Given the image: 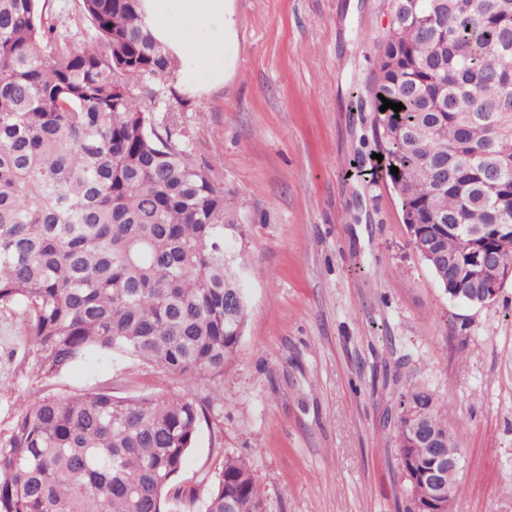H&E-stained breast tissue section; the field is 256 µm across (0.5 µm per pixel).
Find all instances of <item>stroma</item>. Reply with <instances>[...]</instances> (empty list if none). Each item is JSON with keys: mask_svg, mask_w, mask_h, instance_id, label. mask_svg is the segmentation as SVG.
<instances>
[{"mask_svg": "<svg viewBox=\"0 0 512 512\" xmlns=\"http://www.w3.org/2000/svg\"><path fill=\"white\" fill-rule=\"evenodd\" d=\"M237 65L227 84L188 78L195 98L167 96L199 162L245 226L248 313L183 479L207 495L235 455L265 512H404L394 431L407 382L448 404L464 455L453 512H512V278L485 306L448 297L413 248L386 176L348 177L371 161L370 117L348 112L369 84L389 26V0H235ZM74 45L88 39L77 0H45ZM20 306L0 309V434L34 398L111 383L117 397L165 391L179 378L133 359L88 356L44 380L25 359Z\"/></svg>", "mask_w": 512, "mask_h": 512, "instance_id": "obj_1", "label": "stroma"}]
</instances>
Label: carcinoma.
I'll return each instance as SVG.
<instances>
[{
	"instance_id": "carcinoma-1",
	"label": "carcinoma",
	"mask_w": 512,
	"mask_h": 512,
	"mask_svg": "<svg viewBox=\"0 0 512 512\" xmlns=\"http://www.w3.org/2000/svg\"><path fill=\"white\" fill-rule=\"evenodd\" d=\"M41 0H0V307L25 315L45 379L97 353L143 361L191 388L221 375L242 336L244 225L178 117L155 116L179 64L144 0H78L91 45L45 22ZM372 82L375 151L410 241L443 290L489 249L512 276V0H391ZM404 105L380 111L382 99ZM209 402L112 385L32 400L0 435V512H194L180 480ZM406 512L433 449L461 451L435 394L397 399ZM203 512H264L248 461L228 455Z\"/></svg>"
}]
</instances>
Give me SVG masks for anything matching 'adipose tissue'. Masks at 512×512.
<instances>
[{"instance_id":"adipose-tissue-1","label":"adipose tissue","mask_w":512,"mask_h":512,"mask_svg":"<svg viewBox=\"0 0 512 512\" xmlns=\"http://www.w3.org/2000/svg\"><path fill=\"white\" fill-rule=\"evenodd\" d=\"M155 37L188 69L201 68L213 83L228 81L237 62L234 0H144Z\"/></svg>"}]
</instances>
